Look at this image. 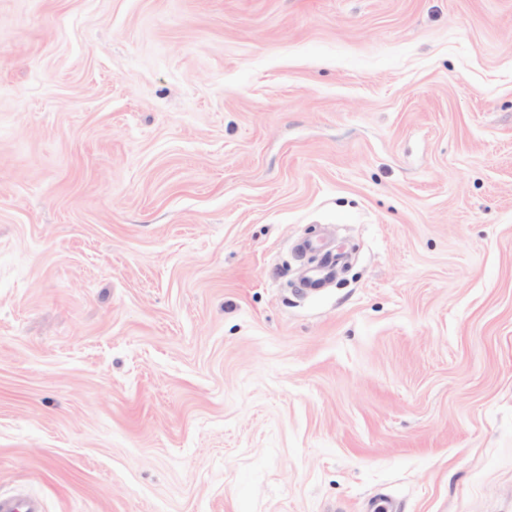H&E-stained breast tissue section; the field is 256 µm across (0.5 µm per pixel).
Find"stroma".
Segmentation results:
<instances>
[{
  "instance_id": "35a3bbf8",
  "label": "stroma",
  "mask_w": 512,
  "mask_h": 512,
  "mask_svg": "<svg viewBox=\"0 0 512 512\" xmlns=\"http://www.w3.org/2000/svg\"><path fill=\"white\" fill-rule=\"evenodd\" d=\"M18 490L512 512V0H0Z\"/></svg>"
}]
</instances>
